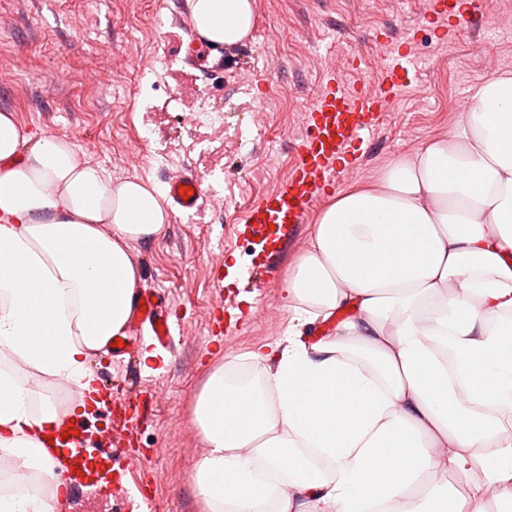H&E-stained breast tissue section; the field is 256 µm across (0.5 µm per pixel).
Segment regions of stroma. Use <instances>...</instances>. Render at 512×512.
Segmentation results:
<instances>
[{
    "label": "stroma",
    "instance_id": "obj_1",
    "mask_svg": "<svg viewBox=\"0 0 512 512\" xmlns=\"http://www.w3.org/2000/svg\"><path fill=\"white\" fill-rule=\"evenodd\" d=\"M423 2L256 0L254 32L225 48L224 69L216 72L209 48L186 61L188 0H0V110L15 112L35 135L67 138L113 182L160 186L171 169L187 168L202 190L223 199L219 206L204 200L191 218L170 210L157 240L131 246L142 286L169 297L186 331L172 354L144 346L128 365L104 352L88 361L116 394L148 387L156 395L136 448L158 451L148 478L159 512H205L190 486L200 445L191 417L208 373L221 366L260 374L251 352L271 354L287 343L294 309L279 274L266 288L274 306L215 337L210 268L233 255L243 268L254 261L257 246L230 229L282 182L304 111L325 77L336 71L350 85L375 83L381 43L413 29L419 80L394 99L360 167L341 173L336 186L347 189L372 185L395 157L455 131L459 105L475 86L491 73H512V0H491L477 29L452 41L424 24ZM17 50L26 54L25 68L12 62ZM203 108L223 111V128L178 122V113Z\"/></svg>",
    "mask_w": 512,
    "mask_h": 512
}]
</instances>
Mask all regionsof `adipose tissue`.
I'll return each instance as SVG.
<instances>
[{
    "instance_id": "adipose-tissue-1",
    "label": "adipose tissue",
    "mask_w": 512,
    "mask_h": 512,
    "mask_svg": "<svg viewBox=\"0 0 512 512\" xmlns=\"http://www.w3.org/2000/svg\"><path fill=\"white\" fill-rule=\"evenodd\" d=\"M189 7L218 48L256 26L255 0ZM461 116L375 187L337 192L288 272L299 325L354 316L313 346L289 336L272 366L252 352L260 383L210 373L192 411L207 451L191 477L209 512L512 506V321H500L512 318V75L483 79ZM168 220L157 186L112 182L66 138L0 111V454L52 478L58 462L32 437L63 409L33 384L89 388L90 353L133 320L129 245ZM452 476L474 492L449 495Z\"/></svg>"
}]
</instances>
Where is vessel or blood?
Masks as SVG:
<instances>
[{
	"mask_svg": "<svg viewBox=\"0 0 512 512\" xmlns=\"http://www.w3.org/2000/svg\"><path fill=\"white\" fill-rule=\"evenodd\" d=\"M459 0H425L423 17L435 24L440 38H456L462 30L479 23L489 6L488 0H470L467 10H460ZM412 36L394 44H385V59L374 87H348L336 74H329L320 93L304 113V136L296 145L294 159L282 186L270 190L262 202L244 212L235 229L237 236L253 240L260 248L256 266L241 270L248 286L258 287L276 273L288 252V240L296 239L300 224L323 190L334 187L341 171L339 162L345 155H364L380 129L385 113L397 93L417 78L412 56ZM193 193L182 197V187ZM166 189L173 202L187 215L199 207L202 190L190 170L169 177ZM139 299L143 309L136 319L149 328L152 347L164 350L173 346V322L166 312L163 296L156 290H144ZM90 401L105 409L110 419L109 432L92 438L86 417L62 415L39 444L63 466L55 470L54 479L65 499H76L84 488L112 479H120L118 512H153L152 499L141 489H132L124 480L133 464L149 466L148 456L135 455L131 424H144L151 415V398L146 391L136 392L124 400H114L111 393L95 390ZM93 468H85V460Z\"/></svg>",
	"mask_w": 512,
	"mask_h": 512,
	"instance_id": "obj_1",
	"label": "vessel or blood"
}]
</instances>
